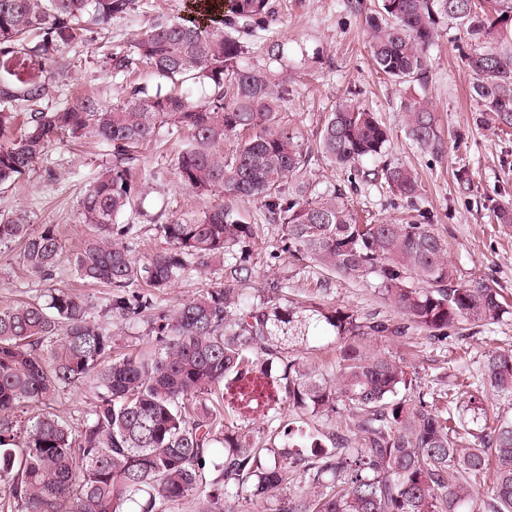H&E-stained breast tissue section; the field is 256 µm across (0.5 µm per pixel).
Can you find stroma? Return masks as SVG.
Masks as SVG:
<instances>
[{
	"label": "stroma",
	"mask_w": 512,
	"mask_h": 512,
	"mask_svg": "<svg viewBox=\"0 0 512 512\" xmlns=\"http://www.w3.org/2000/svg\"><path fill=\"white\" fill-rule=\"evenodd\" d=\"M192 0H137L134 9L114 17L110 27L95 41L74 53L75 66L66 82L65 97L93 95L122 102L134 88L155 93L159 81L146 69L112 78L105 55L126 50L136 33L159 20L190 18ZM275 19L268 29L247 38L246 63L259 60L263 46L282 44L288 65V95L280 117L304 144H313L327 112L340 97L356 100L375 112L390 130L391 144L385 157L363 162V176L348 182L347 175L327 161L311 168L308 179L313 192L321 193L342 184L354 207L382 220L399 218L410 207L388 188L370 181L369 171L384 161L399 159L418 174L421 196L418 207L431 214L438 234L448 243V255L460 278L482 275L512 299V229H503L496 211L512 206V134L502 132L495 116L482 111L470 96L471 74L461 56L467 35L451 23L439 26L429 50L430 78L415 90L432 104L443 141L440 152L421 150L409 138L399 110L404 93L378 74L372 65L369 38L363 15L348 11L343 0H272ZM180 142L164 137L143 145L135 173L136 212L123 216L133 224L126 237L135 259L166 248L159 225L177 218L199 215L209 205L221 203L252 224V238L240 248L252 275L246 283L250 297L276 296L281 305L312 303L349 308L360 316L399 322L393 305L366 283L349 281L331 272L307 267L282 250L280 225L268 223L260 200L232 196H199L183 189L174 175ZM111 149L86 139L64 143L49 159L37 163L18 183L0 192V211L28 210L33 230L57 225L64 244L63 258L53 280L41 281L27 272L20 249L0 248V305L46 293L49 288H69L81 296L90 319L112 336V353L123 356L150 345L149 318L125 321L110 309L112 293L102 285L80 280L71 264L89 234L79 221L81 199L98 177ZM468 168L472 183L462 188L455 180L459 168ZM224 280V268L192 269L155 300L156 313L173 309L185 299L215 287ZM360 349L402 362L418 389L455 396L461 380L481 383L488 351L512 349V317L479 328L473 337H449L431 343L414 332L403 338L357 339ZM342 344L324 328L313 330L298 354L318 371L330 375L339 369Z\"/></svg>",
	"instance_id": "1"
}]
</instances>
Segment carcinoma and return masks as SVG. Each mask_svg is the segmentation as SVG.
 Listing matches in <instances>:
<instances>
[{
    "label": "carcinoma",
    "mask_w": 512,
    "mask_h": 512,
    "mask_svg": "<svg viewBox=\"0 0 512 512\" xmlns=\"http://www.w3.org/2000/svg\"><path fill=\"white\" fill-rule=\"evenodd\" d=\"M136 0H0V187L9 188L68 140L93 137L112 159L80 203L81 223L97 234L74 259L77 276L112 288V313L137 320L154 297L191 265L227 268L224 283L190 298L153 322L150 352L112 357V337L88 318L87 304L54 288L45 304L0 307V512H166L185 496L204 493V512H512V418L487 420L483 392L456 408L436 397L410 395L406 368L363 353L359 336L427 333L498 323L509 313L499 289L482 275L462 281L448 246L423 211L401 222L362 224L345 188L313 197L301 178L320 159L349 172L385 154L389 131L350 98L336 102L305 147L280 123L288 74L277 42L267 63L240 65L242 42L273 21L269 0H206L201 12L222 26L192 20L160 22L109 58L113 77L143 65L175 86L206 85L197 101L183 93L132 90L120 104L94 96L54 108L71 72L68 52L91 42ZM376 72L398 84L424 83L428 50L438 26L465 30L463 58L474 97L501 128L512 129V0H375L365 16ZM407 132L420 148H439L429 101L413 92L400 101ZM182 137L175 163L179 184L198 195L213 191L258 198L281 224L283 247L313 266L375 289L402 322L372 321L357 312L318 304L283 306L267 297L241 301L248 266L234 246L251 225L224 205L159 225L169 248L137 262L130 249L98 236L125 237L116 224L132 200L137 148L159 135ZM252 135L235 154L218 151L237 131ZM374 178L409 202L419 197L415 170L390 161ZM294 180L285 191L283 183ZM25 209L0 214V246L22 245L30 274L51 280L64 252L56 225L29 232ZM326 324L344 343L337 376L310 368L292 349L310 328ZM92 379L97 402L79 430L55 412L60 392ZM483 380L512 398V350L486 356ZM293 410L332 421L345 414L347 433L332 448L298 426L269 419L280 446L237 432L226 405L246 421L255 413ZM224 441V455L213 445ZM488 495L474 494L488 469ZM305 479L310 491L289 489Z\"/></svg>",
    "instance_id": "carcinoma-1"
}]
</instances>
